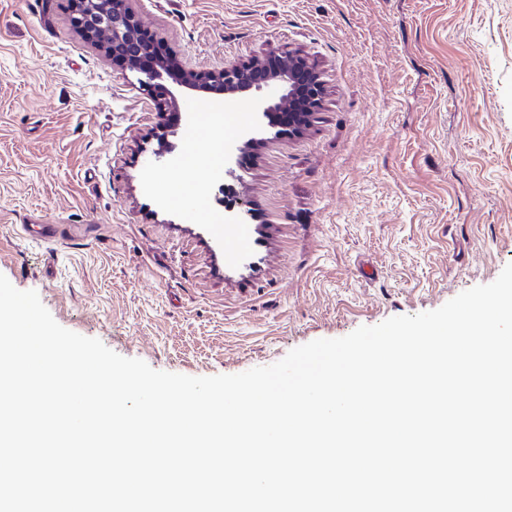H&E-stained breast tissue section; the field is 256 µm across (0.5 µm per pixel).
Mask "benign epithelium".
<instances>
[{
	"label": "benign epithelium",
	"instance_id": "7a95c632",
	"mask_svg": "<svg viewBox=\"0 0 512 512\" xmlns=\"http://www.w3.org/2000/svg\"><path fill=\"white\" fill-rule=\"evenodd\" d=\"M96 8L85 13L77 12L72 22L87 39L100 35L105 26L112 27V40L109 52L113 61L124 71L136 77L138 87L147 94H153L155 86L169 80L172 84L193 92L222 94L227 98L238 95L253 96L254 125L243 129L239 140L224 145V161L227 171L238 165L243 147L256 139L263 120L273 112L292 110L294 88L297 83V61L272 72L257 73L247 66L233 65L219 72H199L187 74L174 61L160 59L152 67H142L138 58L147 51V46L139 41L140 28L134 16L124 8V0H112L113 14L99 8L102 0H90Z\"/></svg>",
	"mask_w": 512,
	"mask_h": 512
}]
</instances>
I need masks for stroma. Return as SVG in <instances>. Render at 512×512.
Returning <instances> with one entry per match:
<instances>
[{"label": "stroma", "mask_w": 512, "mask_h": 512, "mask_svg": "<svg viewBox=\"0 0 512 512\" xmlns=\"http://www.w3.org/2000/svg\"><path fill=\"white\" fill-rule=\"evenodd\" d=\"M125 7L185 72L283 51L324 93L301 134L265 125L226 178L273 230L260 275L228 280L183 196L204 183L220 211L216 176L171 165L208 143L72 27L67 0H0V274L62 327L159 371L237 374L438 309L512 263V0Z\"/></svg>", "instance_id": "stroma-1"}]
</instances>
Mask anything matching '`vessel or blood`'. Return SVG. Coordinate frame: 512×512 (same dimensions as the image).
Segmentation results:
<instances>
[{
  "label": "vessel or blood",
  "instance_id": "obj_1",
  "mask_svg": "<svg viewBox=\"0 0 512 512\" xmlns=\"http://www.w3.org/2000/svg\"><path fill=\"white\" fill-rule=\"evenodd\" d=\"M212 246L224 255V273L258 275L272 248L269 227L261 224H213Z\"/></svg>",
  "mask_w": 512,
  "mask_h": 512
}]
</instances>
